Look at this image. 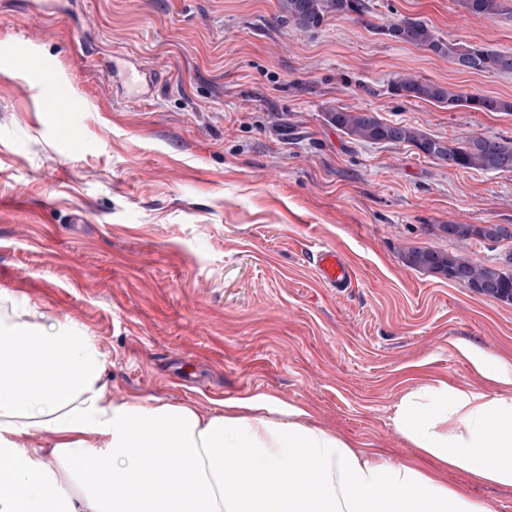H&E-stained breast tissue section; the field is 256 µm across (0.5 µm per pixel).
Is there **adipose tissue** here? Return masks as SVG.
Returning a JSON list of instances; mask_svg holds the SVG:
<instances>
[{"instance_id":"ef3b65f1","label":"adipose tissue","mask_w":512,"mask_h":512,"mask_svg":"<svg viewBox=\"0 0 512 512\" xmlns=\"http://www.w3.org/2000/svg\"><path fill=\"white\" fill-rule=\"evenodd\" d=\"M37 316L0 306V512H495L468 482L512 488V360L465 345L495 391L436 381L405 393L392 421L420 458L395 465L307 421L304 408L259 417L278 409L266 396L221 414L113 400L95 339ZM37 431L55 437L56 476L25 443ZM236 467L264 483L228 484ZM450 469L466 483H448ZM103 472L110 484L96 483Z\"/></svg>"}]
</instances>
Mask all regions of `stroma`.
<instances>
[{
  "instance_id": "obj_1",
  "label": "stroma",
  "mask_w": 512,
  "mask_h": 512,
  "mask_svg": "<svg viewBox=\"0 0 512 512\" xmlns=\"http://www.w3.org/2000/svg\"><path fill=\"white\" fill-rule=\"evenodd\" d=\"M372 3L369 21L303 33L279 21L278 0H11L0 9V297L84 327L113 399L215 413L270 395L391 463L414 458L391 421L400 398L431 380L494 390L457 345L512 359V305L402 253L501 265L512 240L455 241L439 227L512 224V172L358 143L326 115L367 110L451 144L512 138V113L389 91L402 73L510 99L512 74H462L374 31L405 16L512 50V0L491 18L457 0ZM33 54L82 111H46ZM140 63L164 82L131 106ZM62 125L79 148L59 139ZM320 245L347 257L353 288L319 281L308 252Z\"/></svg>"
}]
</instances>
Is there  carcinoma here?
I'll use <instances>...</instances> for the list:
<instances>
[{"instance_id": "carcinoma-1", "label": "carcinoma", "mask_w": 512, "mask_h": 512, "mask_svg": "<svg viewBox=\"0 0 512 512\" xmlns=\"http://www.w3.org/2000/svg\"><path fill=\"white\" fill-rule=\"evenodd\" d=\"M280 21L302 32H312L331 17H364L372 13L371 0H278ZM470 16L493 17L502 11V0H459ZM388 39L446 57L456 71L471 74L512 73V52L482 42H449L435 34L428 23L409 17L374 27ZM391 94L441 105L450 109L465 107L474 112H512V101L467 95L429 80L397 75L390 83ZM327 121L357 141L370 144H407L424 157L444 166L486 172H512V138L475 136L454 146L406 123H385L373 113L338 108L327 113ZM441 230L454 239L499 242L512 239V229L503 224L482 227L476 224H443ZM411 268L437 274L462 283L477 294L512 303V270L464 260L443 250L411 248L404 253Z\"/></svg>"}]
</instances>
